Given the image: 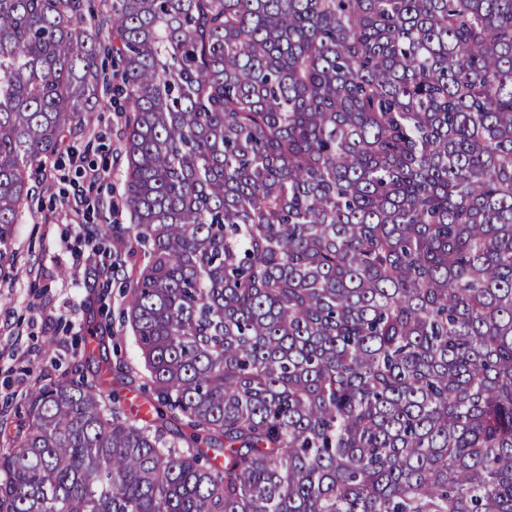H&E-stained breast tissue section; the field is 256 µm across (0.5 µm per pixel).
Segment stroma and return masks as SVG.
Segmentation results:
<instances>
[{
    "label": "stroma",
    "instance_id": "1",
    "mask_svg": "<svg viewBox=\"0 0 512 512\" xmlns=\"http://www.w3.org/2000/svg\"><path fill=\"white\" fill-rule=\"evenodd\" d=\"M120 113L100 109L86 116L80 131L68 136L67 151L46 161L34 186V205L14 229L17 276L0 282V448L23 421V404L35 382L77 379L87 372L74 351L92 327L118 336L107 349L139 393L144 378L137 346L119 313L125 286L136 276L140 257L130 256V215L123 206L125 158L121 153ZM97 168L102 177L89 183L78 166ZM84 197V205L65 211L61 195ZM113 230L101 246L121 265L113 279L100 263L86 261L88 232L95 225Z\"/></svg>",
    "mask_w": 512,
    "mask_h": 512
}]
</instances>
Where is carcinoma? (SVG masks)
I'll return each instance as SVG.
<instances>
[{
    "mask_svg": "<svg viewBox=\"0 0 512 512\" xmlns=\"http://www.w3.org/2000/svg\"><path fill=\"white\" fill-rule=\"evenodd\" d=\"M109 81L150 407L34 385L0 512H512V0H0L1 280Z\"/></svg>",
    "mask_w": 512,
    "mask_h": 512,
    "instance_id": "carcinoma-1",
    "label": "carcinoma"
}]
</instances>
